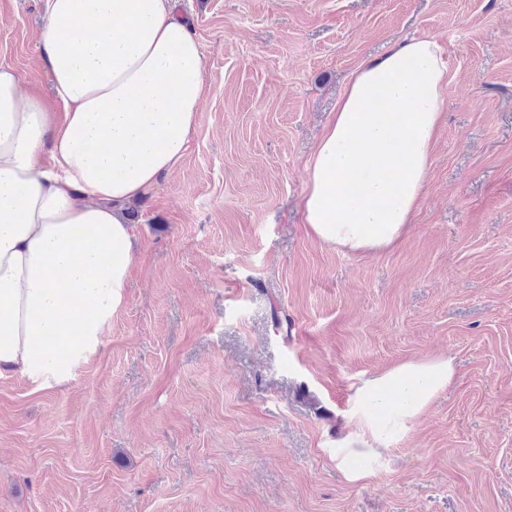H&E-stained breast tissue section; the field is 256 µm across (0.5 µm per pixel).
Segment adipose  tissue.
I'll return each mask as SVG.
<instances>
[{"label":"adipose tissue","mask_w":512,"mask_h":512,"mask_svg":"<svg viewBox=\"0 0 512 512\" xmlns=\"http://www.w3.org/2000/svg\"><path fill=\"white\" fill-rule=\"evenodd\" d=\"M42 54L62 113L0 65V373L73 382L123 307L135 236L124 210L176 170L197 124L204 59L170 0H46ZM448 68L432 38L363 62L307 165L303 222L321 243L378 251L427 182ZM452 358L365 380L350 417L388 447L453 381Z\"/></svg>","instance_id":"obj_1"}]
</instances>
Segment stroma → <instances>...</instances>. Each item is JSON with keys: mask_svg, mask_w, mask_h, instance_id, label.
Returning a JSON list of instances; mask_svg holds the SVG:
<instances>
[{"mask_svg": "<svg viewBox=\"0 0 512 512\" xmlns=\"http://www.w3.org/2000/svg\"><path fill=\"white\" fill-rule=\"evenodd\" d=\"M205 58L180 167L133 202L134 267L69 386L0 375V512H512V0H177ZM45 0H0V65L54 107ZM448 65L401 240L308 235L307 162L360 64L405 37ZM283 324H276V317ZM451 385L349 478L368 378Z\"/></svg>", "mask_w": 512, "mask_h": 512, "instance_id": "stroma-1", "label": "stroma"}]
</instances>
